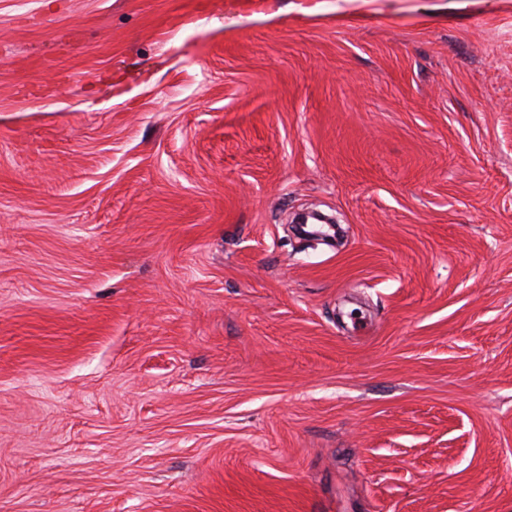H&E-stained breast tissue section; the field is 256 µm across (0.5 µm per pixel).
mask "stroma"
I'll return each instance as SVG.
<instances>
[{
    "label": "stroma",
    "mask_w": 512,
    "mask_h": 512,
    "mask_svg": "<svg viewBox=\"0 0 512 512\" xmlns=\"http://www.w3.org/2000/svg\"><path fill=\"white\" fill-rule=\"evenodd\" d=\"M0 0V512H512V0Z\"/></svg>",
    "instance_id": "35a3bbf8"
}]
</instances>
